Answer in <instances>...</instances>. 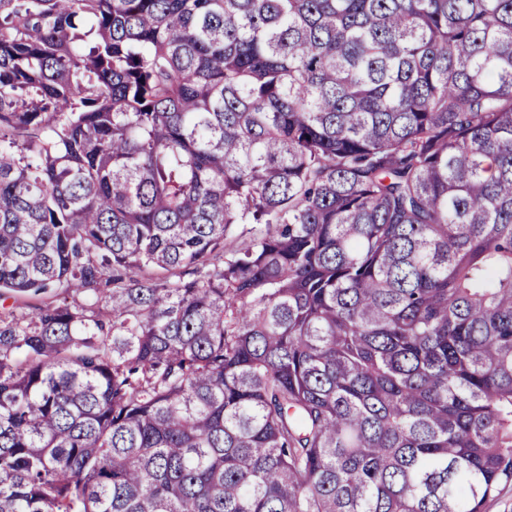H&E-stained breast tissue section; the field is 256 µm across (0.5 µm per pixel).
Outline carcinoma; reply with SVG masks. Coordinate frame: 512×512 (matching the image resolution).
Returning a JSON list of instances; mask_svg holds the SVG:
<instances>
[{"label": "carcinoma", "mask_w": 512, "mask_h": 512, "mask_svg": "<svg viewBox=\"0 0 512 512\" xmlns=\"http://www.w3.org/2000/svg\"><path fill=\"white\" fill-rule=\"evenodd\" d=\"M48 292L0 512H482L512 0H0V301Z\"/></svg>", "instance_id": "obj_1"}]
</instances>
